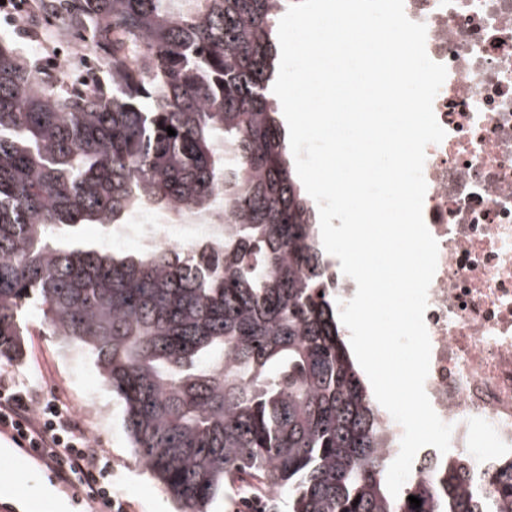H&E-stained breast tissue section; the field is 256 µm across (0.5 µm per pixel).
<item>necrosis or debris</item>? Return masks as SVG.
<instances>
[{
  "instance_id": "necrosis-or-debris-1",
  "label": "necrosis or debris",
  "mask_w": 512,
  "mask_h": 512,
  "mask_svg": "<svg viewBox=\"0 0 512 512\" xmlns=\"http://www.w3.org/2000/svg\"><path fill=\"white\" fill-rule=\"evenodd\" d=\"M445 65L433 102L423 216L438 243L425 324V390L453 427L449 456L476 449L480 489L512 460V0H404Z\"/></svg>"
}]
</instances>
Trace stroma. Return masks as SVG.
<instances>
[{"label":"stroma","mask_w":512,"mask_h":512,"mask_svg":"<svg viewBox=\"0 0 512 512\" xmlns=\"http://www.w3.org/2000/svg\"><path fill=\"white\" fill-rule=\"evenodd\" d=\"M0 38L17 45L40 69H48L55 58L59 34L54 30L36 31L22 18L0 17ZM142 224H160L170 243L186 247L202 233L199 222L179 219L162 210L146 209L130 216L122 228L86 224L75 234L62 237V245L91 243L125 251L140 250L137 228ZM30 335L21 360L0 363V379L23 382L35 390L38 398L60 397L76 414L85 432L112 461L113 485L129 501L131 512H174V506L162 484L135 455L123 428V408L101 383L91 355L81 349H61L47 336L38 316L29 318ZM28 481L23 497L11 501L0 493V512H41L44 499L66 502L67 496L53 470L39 462L22 470Z\"/></svg>","instance_id":"obj_1"}]
</instances>
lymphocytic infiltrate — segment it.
Wrapping results in <instances>:
<instances>
[{"instance_id":"lymphocytic-infiltrate-1","label":"lymphocytic infiltrate","mask_w":512,"mask_h":512,"mask_svg":"<svg viewBox=\"0 0 512 512\" xmlns=\"http://www.w3.org/2000/svg\"><path fill=\"white\" fill-rule=\"evenodd\" d=\"M10 428L41 450L64 483L81 479L88 499L107 512H129L130 504L112 486V463L77 422L73 409L53 398L29 404L24 390L0 389V428Z\"/></svg>"}]
</instances>
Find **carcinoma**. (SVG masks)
<instances>
[{"instance_id": "obj_1", "label": "carcinoma", "mask_w": 512, "mask_h": 512, "mask_svg": "<svg viewBox=\"0 0 512 512\" xmlns=\"http://www.w3.org/2000/svg\"><path fill=\"white\" fill-rule=\"evenodd\" d=\"M40 2L92 35L111 85L49 86L0 39V360L22 357L34 311L91 353L176 512H209L244 481L288 512H512V462L491 500L465 454L387 490L393 439L324 288L271 92L288 0ZM152 206L219 212L224 231L124 255L55 239Z\"/></svg>"}]
</instances>
